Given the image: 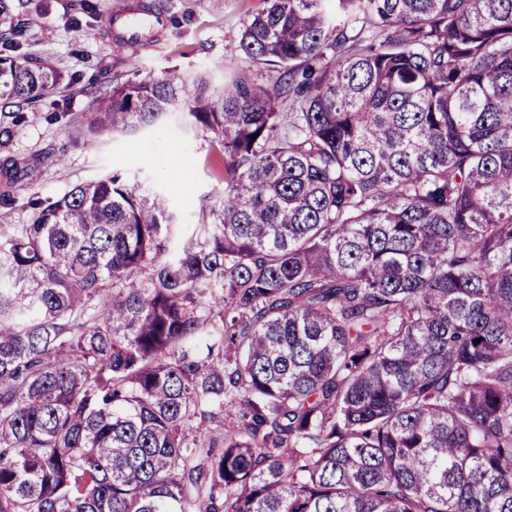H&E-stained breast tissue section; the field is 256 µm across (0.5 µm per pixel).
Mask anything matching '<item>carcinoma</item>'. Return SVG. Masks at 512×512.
<instances>
[{
  "mask_svg": "<svg viewBox=\"0 0 512 512\" xmlns=\"http://www.w3.org/2000/svg\"><path fill=\"white\" fill-rule=\"evenodd\" d=\"M262 2L273 87L134 71L83 123L187 108L197 223L112 173L0 234V512H512V0ZM34 4L0 145L60 80Z\"/></svg>",
  "mask_w": 512,
  "mask_h": 512,
  "instance_id": "obj_1",
  "label": "carcinoma"
}]
</instances>
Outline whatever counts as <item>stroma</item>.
I'll list each match as a JSON object with an SVG mask.
<instances>
[{"mask_svg": "<svg viewBox=\"0 0 512 512\" xmlns=\"http://www.w3.org/2000/svg\"><path fill=\"white\" fill-rule=\"evenodd\" d=\"M77 2L40 0L26 20L22 52L51 59L64 80L26 111L0 148V163L11 158L21 169L12 179L0 171V194L12 199L0 205V232L29 223L31 199L61 197L114 170L131 185L164 194L178 223H196L206 197L224 185V155L208 134L190 130L176 113L92 147L76 119L88 115L95 96L111 90L116 75L136 70L158 76L175 67L205 74L215 87L238 76L272 86L275 72L247 58L231 37L260 0H224L220 10L211 0H196L190 19L163 17L143 28L135 44L127 40L125 22L139 0H95L89 17L79 16Z\"/></svg>", "mask_w": 512, "mask_h": 512, "instance_id": "1", "label": "stroma"}]
</instances>
